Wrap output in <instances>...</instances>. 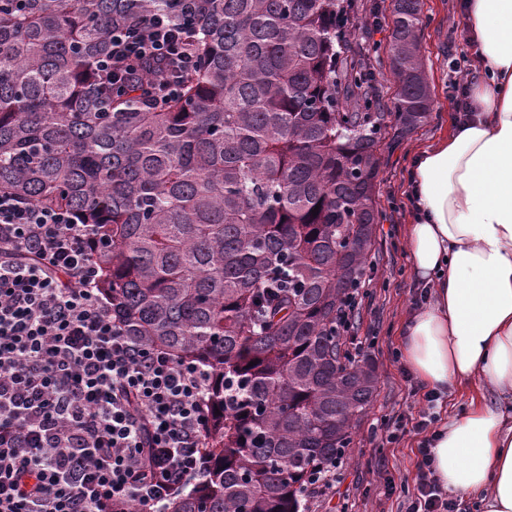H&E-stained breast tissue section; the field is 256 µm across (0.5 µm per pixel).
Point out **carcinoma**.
<instances>
[{
  "instance_id": "carcinoma-1",
  "label": "carcinoma",
  "mask_w": 512,
  "mask_h": 512,
  "mask_svg": "<svg viewBox=\"0 0 512 512\" xmlns=\"http://www.w3.org/2000/svg\"><path fill=\"white\" fill-rule=\"evenodd\" d=\"M351 8L0 0V189L97 225L125 334L212 374L207 470L171 512H299L374 400L336 321L374 246L388 130L420 125L432 91L420 0L387 23L390 113L348 45ZM157 14L198 58L161 110L150 66L118 87L95 71L112 31Z\"/></svg>"
}]
</instances>
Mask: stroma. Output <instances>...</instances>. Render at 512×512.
I'll use <instances>...</instances> for the list:
<instances>
[{
    "label": "stroma",
    "mask_w": 512,
    "mask_h": 512,
    "mask_svg": "<svg viewBox=\"0 0 512 512\" xmlns=\"http://www.w3.org/2000/svg\"><path fill=\"white\" fill-rule=\"evenodd\" d=\"M463 0H421L426 26L421 52L434 99L433 110L406 135L394 151L382 154L376 179L379 219L373 267L352 321L349 349L369 359L378 376V391L361 419L336 494L319 512H402L405 490L415 478L418 435L401 434L399 442L385 437L397 415L414 416L424 407L422 396H409L410 373L398 358V329L410 315L418 282L407 266L403 239L410 219L406 197L410 178L408 158L435 143L452 125L449 99L452 60L472 55L466 36Z\"/></svg>",
    "instance_id": "obj_1"
}]
</instances>
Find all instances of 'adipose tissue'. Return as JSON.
I'll list each match as a JSON object with an SVG mask.
<instances>
[{
    "label": "adipose tissue",
    "instance_id": "1",
    "mask_svg": "<svg viewBox=\"0 0 512 512\" xmlns=\"http://www.w3.org/2000/svg\"><path fill=\"white\" fill-rule=\"evenodd\" d=\"M482 76L470 110L413 157L406 254L428 290L402 363L427 391L466 392L431 437L444 491L512 512V0H465Z\"/></svg>",
    "mask_w": 512,
    "mask_h": 512
}]
</instances>
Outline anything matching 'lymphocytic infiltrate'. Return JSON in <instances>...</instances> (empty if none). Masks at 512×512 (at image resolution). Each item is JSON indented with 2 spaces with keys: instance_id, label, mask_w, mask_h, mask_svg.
<instances>
[{
  "instance_id": "f902f5d3",
  "label": "lymphocytic infiltrate",
  "mask_w": 512,
  "mask_h": 512,
  "mask_svg": "<svg viewBox=\"0 0 512 512\" xmlns=\"http://www.w3.org/2000/svg\"><path fill=\"white\" fill-rule=\"evenodd\" d=\"M155 63L164 107L198 65L161 15L112 35L121 78ZM102 242L75 213L0 190V512H167L206 465L210 374L126 336L98 286ZM428 420L405 512H459L433 467Z\"/></svg>"
}]
</instances>
